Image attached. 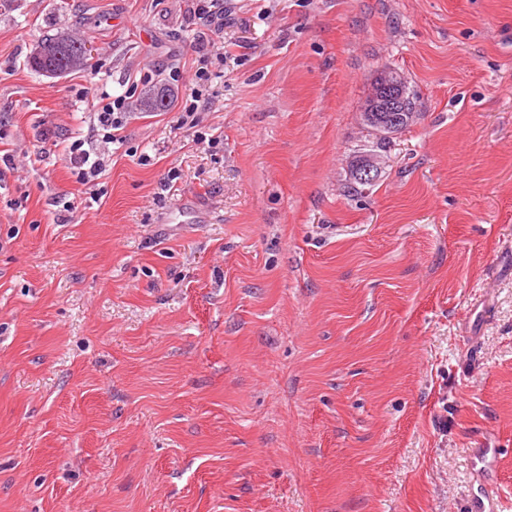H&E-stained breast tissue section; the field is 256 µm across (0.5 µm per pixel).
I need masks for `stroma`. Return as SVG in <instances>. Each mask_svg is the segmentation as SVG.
Instances as JSON below:
<instances>
[{"label":"stroma","instance_id":"obj_1","mask_svg":"<svg viewBox=\"0 0 512 512\" xmlns=\"http://www.w3.org/2000/svg\"><path fill=\"white\" fill-rule=\"evenodd\" d=\"M62 29L95 52L52 80L26 61ZM203 50L212 148L177 125ZM385 68L420 115L357 193ZM174 69L175 108L132 111L77 183L101 94ZM483 490L512 512V0H224L220 28L185 0H0V512Z\"/></svg>","mask_w":512,"mask_h":512}]
</instances>
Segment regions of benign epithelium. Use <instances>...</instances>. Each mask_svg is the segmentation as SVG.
<instances>
[{"mask_svg":"<svg viewBox=\"0 0 512 512\" xmlns=\"http://www.w3.org/2000/svg\"><path fill=\"white\" fill-rule=\"evenodd\" d=\"M405 85L404 76L391 68L380 73L374 82L362 112V120L378 136L391 138L417 119L418 112L406 109L404 101L397 95V90L405 88ZM383 163L384 153L369 149L353 156L348 167L350 174L366 184L380 176Z\"/></svg>","mask_w":512,"mask_h":512,"instance_id":"1","label":"benign epithelium"}]
</instances>
